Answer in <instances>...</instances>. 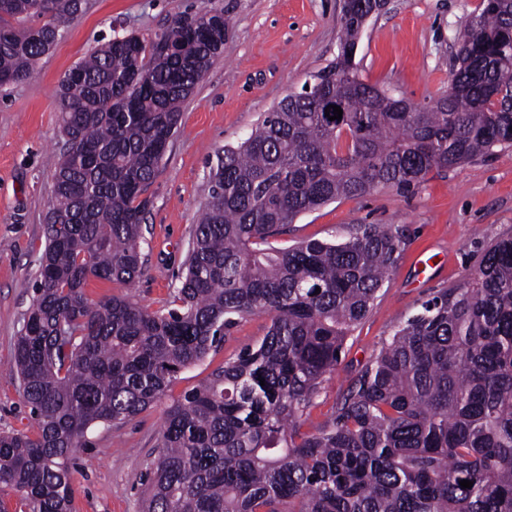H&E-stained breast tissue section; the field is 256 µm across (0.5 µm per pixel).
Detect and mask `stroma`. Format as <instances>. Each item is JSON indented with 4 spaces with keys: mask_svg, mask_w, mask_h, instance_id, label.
Listing matches in <instances>:
<instances>
[{
    "mask_svg": "<svg viewBox=\"0 0 512 512\" xmlns=\"http://www.w3.org/2000/svg\"><path fill=\"white\" fill-rule=\"evenodd\" d=\"M480 0H390L366 26L357 52L364 79L415 103L448 88L455 40ZM220 12L224 52L184 102L177 132L147 195L144 273L132 287L89 280L96 303L131 293L156 311L179 283L197 216L208 199L216 155L237 144L289 92L332 62L339 0H87L84 12L43 56L31 78L0 88V433L33 432L14 370V346L34 296L54 172L65 144L56 90L102 38L148 39L183 15ZM355 224H396L404 244L389 283L347 336L335 374L309 408L308 428L330 421L351 383L395 326L438 291L459 284L494 241L512 237V146L408 191L379 188L298 216L279 247L343 237ZM268 316L240 319L206 359L183 370L166 396L132 420L89 431L73 471L72 512H141L145 475L172 402L259 342Z\"/></svg>",
    "mask_w": 512,
    "mask_h": 512,
    "instance_id": "35a3bbf8",
    "label": "stroma"
}]
</instances>
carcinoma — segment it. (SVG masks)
Here are the masks:
<instances>
[{"label": "carcinoma", "instance_id": "1", "mask_svg": "<svg viewBox=\"0 0 512 512\" xmlns=\"http://www.w3.org/2000/svg\"><path fill=\"white\" fill-rule=\"evenodd\" d=\"M85 0H0V86L27 79ZM370 0H351L336 60L217 155L170 307L131 294L91 304V278L143 272L144 198L182 107L224 50L227 20L175 19L150 41L109 39L57 89L67 150L54 174L35 296L15 368L34 435L0 434V484L28 512H70L89 429L160 401L245 316L254 346L165 415L145 512H512V237L398 325L331 421L307 409L336 371L401 250L395 224L279 248L301 213L512 145V0H480L448 86L426 104L361 78ZM343 107L341 120L323 109ZM265 385H260V379ZM473 482L463 489L460 481Z\"/></svg>", "mask_w": 512, "mask_h": 512}]
</instances>
